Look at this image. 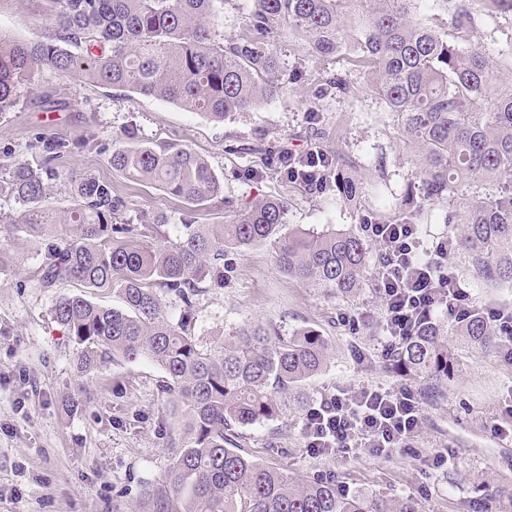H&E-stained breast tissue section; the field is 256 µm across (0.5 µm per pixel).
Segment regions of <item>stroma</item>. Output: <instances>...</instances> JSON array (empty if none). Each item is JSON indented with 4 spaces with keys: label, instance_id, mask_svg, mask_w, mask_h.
I'll use <instances>...</instances> for the list:
<instances>
[{
    "label": "stroma",
    "instance_id": "stroma-1",
    "mask_svg": "<svg viewBox=\"0 0 512 512\" xmlns=\"http://www.w3.org/2000/svg\"><path fill=\"white\" fill-rule=\"evenodd\" d=\"M471 12L459 42L482 47L503 84H512V11L486 0H464ZM253 0H215L211 27L217 38L241 34ZM40 0H0V32L20 40H45L50 30L39 17ZM280 66L289 82L280 95L216 123L181 107L124 92L50 67L40 70L20 101L0 114V178L21 160L40 162L30 147L34 134L80 142L79 152L55 159L51 207L66 209L73 198L70 175L111 183L136 219L160 211L179 223L187 205L158 188L127 179L112 169L114 145L127 148L186 145L203 156L222 183V194L195 213L200 224H226L234 214L225 199L245 209L255 198L286 201V225L362 230L364 217L391 223L402 218V201L415 175V157L396 118L372 82L369 68L350 56L313 58L306 41L289 28L278 37ZM341 75L349 94H326V75ZM321 146L363 186L357 202L335 194H312L288 181L275 160L282 147L303 153ZM496 182L474 183L454 203L436 202L411 217L428 242L448 235L449 209L475 196L496 194ZM40 244H5L0 269V512H128L146 487L164 477L180 446L181 411L162 393L165 372L155 362L106 360L89 379L77 369V348L53 321L57 296L84 295L109 308L123 307L119 286L91 289L74 283L55 292L38 286ZM269 240L234 257L232 277L197 301L195 333L204 344L222 342L245 323H273L283 334L311 327L325 336L330 362L305 387L313 399L356 383L397 386L378 345L380 299L374 287L354 297L331 294L288 277ZM448 264L483 309L512 306V282L483 288L468 264L451 255ZM362 312L351 328L343 314ZM457 367L444 394L419 393L423 423L414 453L385 458L314 457L300 433L301 413L245 429L241 445L261 463L288 469L295 477H335L348 489L387 497L413 494L425 512H474L476 489L487 479H512V442L493 438L492 421L512 418V362L499 349L458 344ZM84 383L80 407L64 400ZM448 450L450 467L434 468V455Z\"/></svg>",
    "mask_w": 512,
    "mask_h": 512
}]
</instances>
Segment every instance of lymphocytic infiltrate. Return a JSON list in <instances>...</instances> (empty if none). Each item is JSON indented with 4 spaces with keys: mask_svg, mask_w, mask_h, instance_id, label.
<instances>
[{
    "mask_svg": "<svg viewBox=\"0 0 512 512\" xmlns=\"http://www.w3.org/2000/svg\"><path fill=\"white\" fill-rule=\"evenodd\" d=\"M366 232L379 256L383 354L427 314L458 319L470 312V293L448 265L447 240L425 244L414 224H370ZM421 420L411 387L361 384L321 397L303 414L301 431L311 454L350 458L366 451L381 458L411 448Z\"/></svg>",
    "mask_w": 512,
    "mask_h": 512,
    "instance_id": "f902f5d3",
    "label": "lymphocytic infiltrate"
}]
</instances>
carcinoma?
Wrapping results in <instances>:
<instances>
[{"label":"carcinoma","instance_id":"cac0c4a2","mask_svg":"<svg viewBox=\"0 0 512 512\" xmlns=\"http://www.w3.org/2000/svg\"><path fill=\"white\" fill-rule=\"evenodd\" d=\"M53 30L47 41L26 42L0 33V112L13 108L22 86L45 67L155 97L222 122L283 89L276 51L284 24L312 54L351 53L373 80L417 151L407 201L454 200L466 184L493 179L498 193L470 200L448 235V248L464 252L472 276L494 285L512 280V85L496 86L482 48H464L448 34L413 18L417 0H255L247 33L223 43L210 26L214 0H41ZM470 22L467 7L452 4L449 24ZM43 163L19 161L0 180V196L20 205L0 214L3 239H41L39 287L64 282L85 288L120 284L125 308H105L83 296L59 297L51 315L79 346L77 365L88 373L110 356L134 362L147 357L166 373L164 392L183 410V436L164 478L145 488L130 512H423L414 495L350 493L333 478L296 479L246 454L238 429L305 407L300 388L330 361L319 331L290 336L273 324L245 323L215 347L194 333L196 297L222 288L231 256L268 239L279 240L277 261L289 277L336 294L355 295L366 285L370 252L352 231L300 228L284 231L286 203L258 198L231 224H197L193 208L218 196L220 180L208 162L184 146L115 147L113 169L154 184L188 206L176 235L168 217L124 218L126 201L96 178L71 184L74 205L49 208L55 172L48 163L74 152L69 144L34 137ZM320 180L314 194L334 192L356 200L361 183L343 174L331 156L309 167ZM181 302L173 317L160 292ZM490 348L496 333L480 308L452 324L436 316L418 323L393 350L389 367L441 392L454 374L453 337ZM484 507L512 512V483L486 481Z\"/></svg>","mask_w":512,"mask_h":512}]
</instances>
